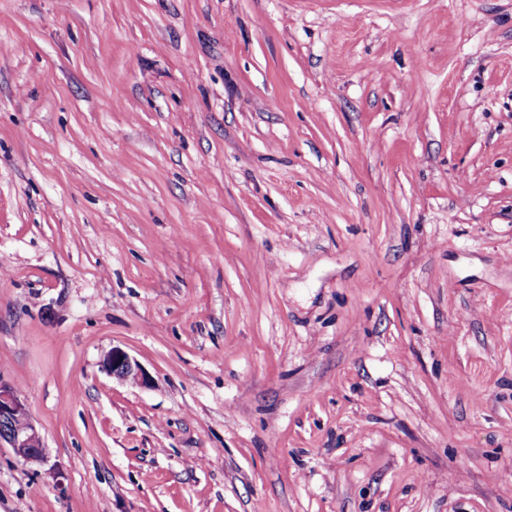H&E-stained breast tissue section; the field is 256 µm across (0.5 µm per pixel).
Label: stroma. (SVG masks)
<instances>
[{"label":"stroma","instance_id":"stroma-1","mask_svg":"<svg viewBox=\"0 0 512 512\" xmlns=\"http://www.w3.org/2000/svg\"><path fill=\"white\" fill-rule=\"evenodd\" d=\"M0 383V512H512V0H0ZM104 365L112 376L123 380H130L144 387L150 383V378L140 365L121 348H112L104 359ZM7 444L28 463L44 461V446L17 391L0 383V446Z\"/></svg>","mask_w":512,"mask_h":512}]
</instances>
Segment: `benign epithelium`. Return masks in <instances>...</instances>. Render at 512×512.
<instances>
[{
	"label": "benign epithelium",
	"instance_id": "benign-epithelium-1",
	"mask_svg": "<svg viewBox=\"0 0 512 512\" xmlns=\"http://www.w3.org/2000/svg\"><path fill=\"white\" fill-rule=\"evenodd\" d=\"M104 365L120 379L144 387L150 383L140 365L119 347L112 348L106 355ZM4 444L28 463L44 461V446L25 403L13 387L0 383V446Z\"/></svg>",
	"mask_w": 512,
	"mask_h": 512
}]
</instances>
